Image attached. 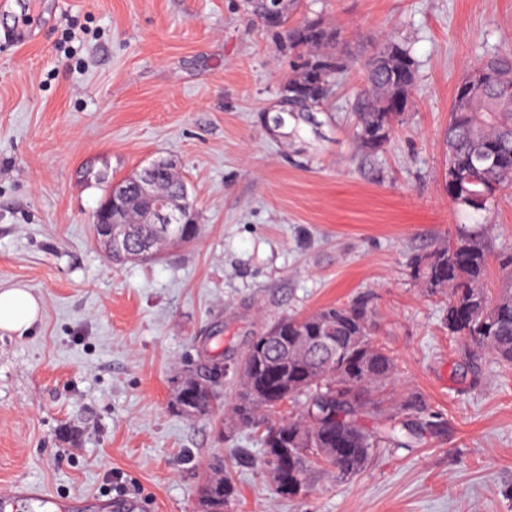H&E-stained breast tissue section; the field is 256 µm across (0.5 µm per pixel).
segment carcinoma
<instances>
[{"label":"carcinoma","instance_id":"carcinoma-1","mask_svg":"<svg viewBox=\"0 0 512 512\" xmlns=\"http://www.w3.org/2000/svg\"><path fill=\"white\" fill-rule=\"evenodd\" d=\"M298 0L281 5V23L270 32L282 37L288 50L301 61L300 71L288 78L283 91L298 89L312 81L330 87L346 63L336 57L338 33L317 20L289 25ZM368 79L358 113V135L372 131L392 132L389 102L409 101L415 80L411 52L397 43L378 49L367 62ZM512 70V54L493 53L471 67L457 84L460 95L477 71ZM500 88L492 84L484 99L467 110L452 109L445 130V176L461 174L446 184L454 204L474 211L485 206L474 202L486 183L512 188V110L495 105ZM159 183L155 192H173L182 178L173 163L157 161ZM159 199L136 191L124 197L118 225L131 245L166 237L171 242L194 240L199 227L184 223H148ZM496 261L508 283L493 293L486 288L491 261ZM410 276L429 293L448 294L445 326L448 334L464 340L474 352H488L512 365V249H495L484 229L462 230L456 238L410 262ZM372 312L367 302L325 306L306 316L288 315L257 335L286 336L288 340L266 354L248 351L241 359L238 401L232 408L235 420L262 429L261 444L280 492L296 497L308 487L318 463L339 477L357 473L381 448H410L424 433L436 428L426 404L417 396L400 399L395 408L381 411L371 398L397 371L392 355L371 338ZM224 364L216 362L210 376H184L178 383L173 406L182 415L196 418L210 414L217 402L216 382ZM292 406L280 414L284 405ZM373 419L369 428L365 421ZM213 475L200 487V497L214 512H231L237 490L223 464H212Z\"/></svg>","mask_w":512,"mask_h":512}]
</instances>
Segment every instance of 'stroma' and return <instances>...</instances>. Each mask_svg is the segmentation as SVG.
<instances>
[{"instance_id":"stroma-1","label":"stroma","mask_w":512,"mask_h":512,"mask_svg":"<svg viewBox=\"0 0 512 512\" xmlns=\"http://www.w3.org/2000/svg\"><path fill=\"white\" fill-rule=\"evenodd\" d=\"M35 38L0 44V285L43 302L23 336L0 331V494L40 486L52 512H196L223 459L232 512H512V366L444 325L446 296L409 263L487 225L512 247V191L487 210L453 204L443 133L456 85L512 49V0H300L292 21L340 30L347 68L324 105L288 109L292 58L242 0H16ZM408 48L416 80L382 149L357 135L364 62ZM167 159L196 200L200 232L158 259L114 265L92 215L105 184ZM369 299L373 340L395 358L383 391L414 394L438 422L412 448L346 478L319 469L278 493L259 431L230 410L187 419L178 381L207 360L235 367L289 314Z\"/></svg>"}]
</instances>
